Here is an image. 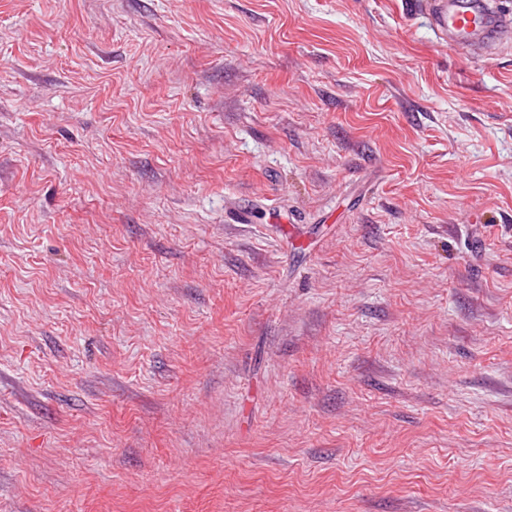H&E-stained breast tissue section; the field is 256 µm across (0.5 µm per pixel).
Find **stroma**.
<instances>
[{
  "label": "stroma",
  "instance_id": "obj_1",
  "mask_svg": "<svg viewBox=\"0 0 512 512\" xmlns=\"http://www.w3.org/2000/svg\"><path fill=\"white\" fill-rule=\"evenodd\" d=\"M0 512H512V44L0 0Z\"/></svg>",
  "mask_w": 512,
  "mask_h": 512
}]
</instances>
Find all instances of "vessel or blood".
I'll list each match as a JSON object with an SVG mask.
<instances>
[{
  "label": "vessel or blood",
  "instance_id": "b4317fda",
  "mask_svg": "<svg viewBox=\"0 0 512 512\" xmlns=\"http://www.w3.org/2000/svg\"><path fill=\"white\" fill-rule=\"evenodd\" d=\"M439 36L459 50L493 47L512 38V14L496 0H414Z\"/></svg>",
  "mask_w": 512,
  "mask_h": 512
}]
</instances>
